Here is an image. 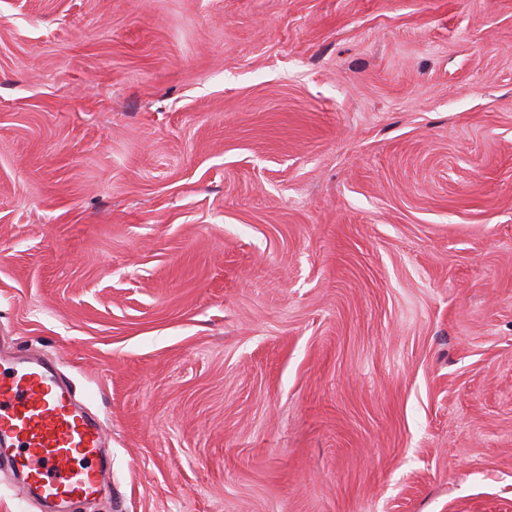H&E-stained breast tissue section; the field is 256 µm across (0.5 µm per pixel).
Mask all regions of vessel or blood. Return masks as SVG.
Listing matches in <instances>:
<instances>
[{
  "label": "vessel or blood",
  "mask_w": 512,
  "mask_h": 512,
  "mask_svg": "<svg viewBox=\"0 0 512 512\" xmlns=\"http://www.w3.org/2000/svg\"><path fill=\"white\" fill-rule=\"evenodd\" d=\"M106 429L77 403L53 364L28 354L0 370V461L19 489L47 503L89 498L102 488Z\"/></svg>",
  "instance_id": "1"
}]
</instances>
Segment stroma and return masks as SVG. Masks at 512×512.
Here are the masks:
<instances>
[{
	"label": "stroma",
	"instance_id": "stroma-1",
	"mask_svg": "<svg viewBox=\"0 0 512 512\" xmlns=\"http://www.w3.org/2000/svg\"><path fill=\"white\" fill-rule=\"evenodd\" d=\"M0 350L72 512H512V0H0ZM0 370V460L21 474L23 497L47 503L102 488L106 429L77 403L53 364L28 354Z\"/></svg>",
	"mask_w": 512,
	"mask_h": 512
}]
</instances>
